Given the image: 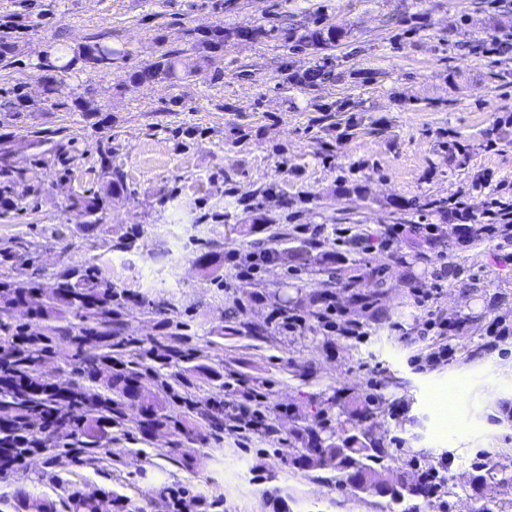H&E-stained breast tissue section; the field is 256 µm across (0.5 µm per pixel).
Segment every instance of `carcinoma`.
I'll return each instance as SVG.
<instances>
[{
    "label": "carcinoma",
    "instance_id": "carcinoma-1",
    "mask_svg": "<svg viewBox=\"0 0 512 512\" xmlns=\"http://www.w3.org/2000/svg\"><path fill=\"white\" fill-rule=\"evenodd\" d=\"M7 29L5 35H0V62L12 66L20 54L19 37L15 33L28 29V25L18 21L3 22ZM271 29H228L217 24L200 33L197 38L201 49L206 52L202 56L204 63L211 61V55L224 50V40L230 36L243 38L270 37ZM340 33L332 27L317 26L307 31L297 40V46L310 51L313 55L330 43L335 42ZM125 56V52L103 41L85 43L78 46L74 56L61 65L50 50L39 62V71L45 86L46 94H51L54 85L61 78V73L72 69L77 63L91 68H110L113 61ZM177 75L176 54L168 53L164 59L146 65L133 72L129 79L133 83L171 81ZM8 109L12 112H37L39 103L29 98L24 87L19 86L12 91V99ZM101 170L108 177V195H119L124 192L122 175L112 169V147L98 148ZM36 178V171L31 167H20L12 160V154L6 143L0 141V198H9L13 187L18 182H29ZM105 203L98 198L77 197L69 205V209L77 212L86 219V223L94 224L99 220L98 214L104 209ZM487 234L473 228L471 224H440L436 230L426 224L416 226L411 243L412 253L407 254L395 248L390 251V259L399 266H411L432 261L433 256L447 251H454L458 245L482 243ZM347 258L342 254L325 256L320 259L322 271L335 282L336 287L349 293L350 304L359 310L375 309L374 296L362 291L365 283L383 288L386 285L385 268L371 269L350 268L346 265ZM116 291L112 286L102 284L93 278L91 270L85 266H72L62 271L53 291V300L66 308L81 314V317L97 323L99 330L90 336L83 337L80 347V364L84 378L93 383H103L109 389L115 390L130 401V405L140 407L141 414L150 421L153 417V407L149 402L141 400L135 388V381L143 375L160 376L159 370L151 365L144 370L124 362L123 371L107 378L101 377L99 365L112 358H125V344L104 343L106 332L112 323V297ZM58 329L51 327L48 333L33 338L28 352L15 359L16 369L24 374L37 371L39 364L50 353V344ZM137 358L149 360L165 367L173 361L182 358L178 349L170 350L169 356L161 358L153 348H139ZM27 403L26 395L11 388L0 389V409L21 412ZM379 409V403L370 394L360 398L359 404L351 411L348 427L338 433L324 418L313 424H302L293 431L292 437L296 445L293 452L288 454V466L301 471L330 469L336 471V485L345 489L351 496L372 494L387 499L392 512H416L415 500L427 497L425 486L419 478H412L405 471L385 475L384 460L387 450L384 444L376 438L369 421ZM498 461L483 469L475 477L474 483L481 486L483 480L496 474L501 477L496 484L501 487L500 498L495 504L497 512H509L512 509V452L497 453Z\"/></svg>",
    "mask_w": 512,
    "mask_h": 512
}]
</instances>
